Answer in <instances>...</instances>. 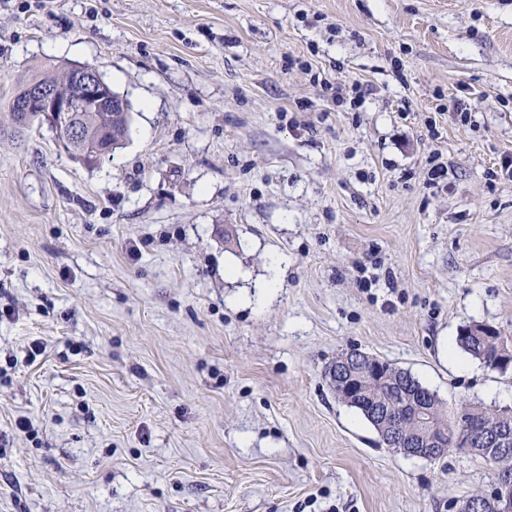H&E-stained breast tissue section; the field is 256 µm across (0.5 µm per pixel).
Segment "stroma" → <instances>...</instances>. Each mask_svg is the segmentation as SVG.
I'll list each match as a JSON object with an SVG mask.
<instances>
[{"instance_id":"obj_1","label":"stroma","mask_w":512,"mask_h":512,"mask_svg":"<svg viewBox=\"0 0 512 512\" xmlns=\"http://www.w3.org/2000/svg\"><path fill=\"white\" fill-rule=\"evenodd\" d=\"M50 62L129 103L95 167L11 129ZM510 157L512 0H0V512H448L492 484L394 453L326 370L357 348L512 406L455 344L512 337Z\"/></svg>"}]
</instances>
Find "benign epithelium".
Listing matches in <instances>:
<instances>
[{
    "mask_svg": "<svg viewBox=\"0 0 512 512\" xmlns=\"http://www.w3.org/2000/svg\"><path fill=\"white\" fill-rule=\"evenodd\" d=\"M10 111L16 113V122L23 128L47 125L56 132L60 147L74 159L90 167L107 155L112 146L89 147L77 154L74 145L82 133L81 114L84 112H110L112 117H122L125 125L118 130H105L108 138L119 142L124 139L130 122L128 101L112 90L99 69L90 64L72 65L65 68L63 81L51 83L41 78L29 81L21 95L14 99ZM362 367L357 369L346 362L328 367L326 376L338 383L339 392L350 401H356L380 423L387 434L395 425L390 411L377 405L373 389L387 382L389 366L379 358L358 351ZM402 407L409 409L412 419L420 425L417 433L405 439V451L426 460L440 457L446 447L445 435L430 422L421 396L415 390L398 393ZM481 444L487 455L506 453L512 449V429L481 428ZM492 496L502 512H512V480L502 478L492 489Z\"/></svg>",
    "mask_w": 512,
    "mask_h": 512,
    "instance_id": "benign-epithelium-1",
    "label": "benign epithelium"
}]
</instances>
